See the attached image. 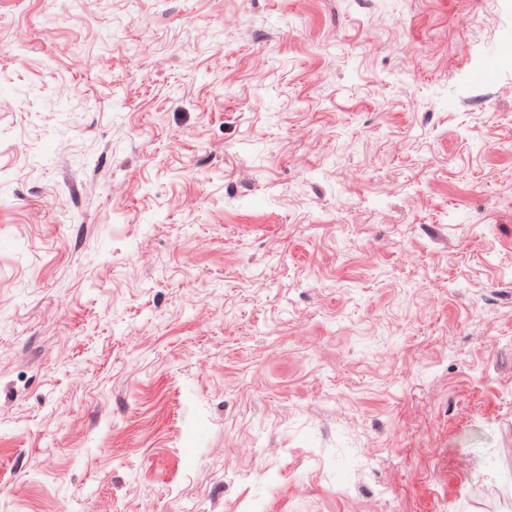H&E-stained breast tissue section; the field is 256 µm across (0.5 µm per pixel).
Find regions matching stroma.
I'll return each instance as SVG.
<instances>
[{
  "label": "stroma",
  "instance_id": "obj_1",
  "mask_svg": "<svg viewBox=\"0 0 512 512\" xmlns=\"http://www.w3.org/2000/svg\"><path fill=\"white\" fill-rule=\"evenodd\" d=\"M512 0H0V512H512Z\"/></svg>",
  "mask_w": 512,
  "mask_h": 512
}]
</instances>
